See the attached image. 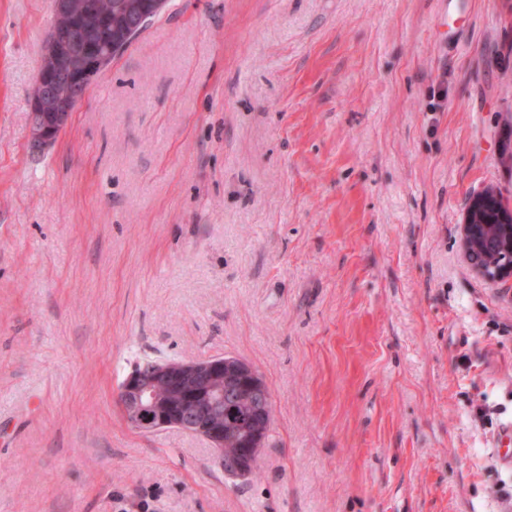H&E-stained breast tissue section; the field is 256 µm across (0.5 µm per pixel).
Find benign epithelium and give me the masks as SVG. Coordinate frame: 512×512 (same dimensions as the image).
Listing matches in <instances>:
<instances>
[{"label": "benign epithelium", "instance_id": "benign-epithelium-1", "mask_svg": "<svg viewBox=\"0 0 512 512\" xmlns=\"http://www.w3.org/2000/svg\"><path fill=\"white\" fill-rule=\"evenodd\" d=\"M75 41L73 33L64 31L44 45L36 79L39 92L33 97L31 104V117L34 120L32 142L37 149H46L55 142L58 134L67 125L71 112L81 101L83 90L100 75L107 64V57L90 44L84 46L79 63H73ZM64 67L70 68L72 72L71 88L66 91L60 90L56 83V75ZM471 228L469 220L463 219L460 235L463 254L469 265L489 282H511V264L498 266L487 248L479 254L471 250ZM218 378L241 380L263 403L269 402L259 377L249 366L224 356L206 357L159 365L147 377L138 372L128 375L120 387L127 420L141 432H156L170 427L193 431L196 426L185 415L171 414L159 402L157 389L168 384H177L192 398L201 391V386H207Z\"/></svg>", "mask_w": 512, "mask_h": 512}]
</instances>
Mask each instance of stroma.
<instances>
[{
    "label": "stroma",
    "mask_w": 512,
    "mask_h": 512,
    "mask_svg": "<svg viewBox=\"0 0 512 512\" xmlns=\"http://www.w3.org/2000/svg\"><path fill=\"white\" fill-rule=\"evenodd\" d=\"M51 21L0 0V512H512V287L460 243L512 199L505 0H170L40 151ZM220 354L271 396L254 475L118 402ZM499 197L500 199L494 197L488 200L477 209L473 214V224H469L468 220L469 202L465 208L463 224L460 226V235L463 254L472 269L489 282H506L507 284L512 281L511 264L506 263L504 267H498L496 260L490 258L492 252L489 249L484 248L480 254H477L471 250L470 243L471 228L474 224H486L488 226L486 235H491L493 240L502 237V224L512 225V212L509 213L500 194ZM485 261H487V267L484 266Z\"/></svg>",
    "instance_id": "1"
}]
</instances>
